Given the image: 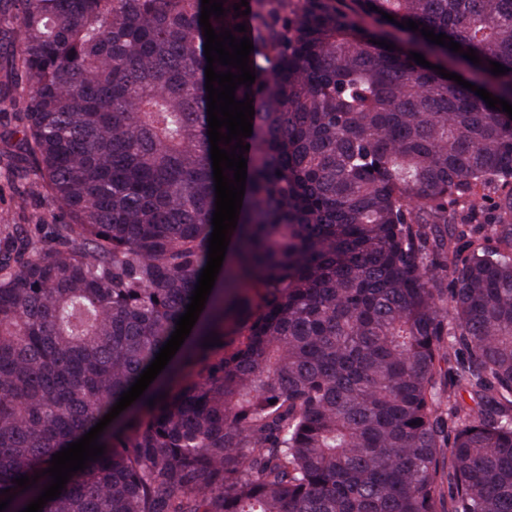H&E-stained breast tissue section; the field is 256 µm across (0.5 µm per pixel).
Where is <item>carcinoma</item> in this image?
I'll return each mask as SVG.
<instances>
[{
	"label": "carcinoma",
	"mask_w": 512,
	"mask_h": 512,
	"mask_svg": "<svg viewBox=\"0 0 512 512\" xmlns=\"http://www.w3.org/2000/svg\"><path fill=\"white\" fill-rule=\"evenodd\" d=\"M238 2L209 19L249 37L256 74L223 265L168 381L42 512H512V123L409 58L512 104V0ZM1 10L20 27L0 28V99L23 111L3 133L22 223L0 224V491L21 512L175 331L215 182L201 0ZM32 197L61 211L45 251Z\"/></svg>",
	"instance_id": "obj_1"
}]
</instances>
